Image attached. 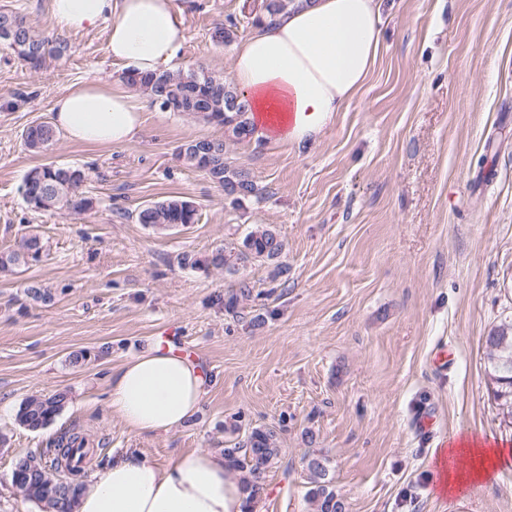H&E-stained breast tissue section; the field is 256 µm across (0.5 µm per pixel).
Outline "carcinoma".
Wrapping results in <instances>:
<instances>
[{"label":"carcinoma","instance_id":"cac0c4a2","mask_svg":"<svg viewBox=\"0 0 512 512\" xmlns=\"http://www.w3.org/2000/svg\"><path fill=\"white\" fill-rule=\"evenodd\" d=\"M294 5V0H267L263 13L252 19L255 26L265 16H276ZM11 17L18 23V39L6 49L31 68L43 67L47 58L59 56L66 49L62 42H53L37 33L26 18L13 12ZM238 29L236 22L215 26L212 39L231 43ZM122 79L142 92L150 103L165 109V103L174 99L186 100V92L193 93V108L184 113L198 116L209 123L224 126L228 138L242 140L252 134L247 121V104L241 94L224 78L196 73L194 71L173 73L162 70L140 75L129 69ZM57 140V131L49 122L27 127L23 134L24 145L33 152L47 150ZM226 142L222 139H194L183 144L179 157L183 164L194 170L206 169L205 175L224 195L235 202L248 197H261L259 189L245 170L229 167L224 162ZM86 179L85 173L65 165L47 164L29 171L23 180L22 192L25 202L34 210L49 211L62 207L76 212H85L94 207L93 199L80 192ZM135 219L159 230L177 225L197 222V208L193 202L173 197L153 202L138 208ZM247 253L258 258L272 259L280 255L283 244L270 229L250 233L243 241ZM43 244L36 233L22 238L20 249L0 252V272H13L16 268L40 258ZM232 251L217 249L203 263L215 268L232 267L228 259ZM30 299L47 303L54 300L51 289L31 284L25 289ZM487 359L491 367V380L496 384L494 396L499 401L502 415L512 419V323L500 326L486 337ZM66 394L32 396L22 402L16 413L18 424L37 432L46 428L62 410ZM90 447L86 436L80 432L67 431L50 442L44 451L28 452L18 457L13 465L11 482L25 499L44 505L51 512H75L74 507L83 487L84 470L74 465L82 450ZM280 438L274 428L254 427L245 439L223 449L224 458L232 468L244 474L243 488L255 497L262 489L267 470L280 456ZM307 468L313 476L308 491L309 500L316 512H346V507L333 488L327 461L312 456L307 459Z\"/></svg>","mask_w":512,"mask_h":512}]
</instances>
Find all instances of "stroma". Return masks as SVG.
<instances>
[{
    "mask_svg": "<svg viewBox=\"0 0 512 512\" xmlns=\"http://www.w3.org/2000/svg\"><path fill=\"white\" fill-rule=\"evenodd\" d=\"M176 3L187 30L176 70L232 79L235 47L211 32L234 18L245 38L263 0ZM3 9L67 48L37 71L0 50V251L30 232L44 243L39 261L0 274V512H45L11 473L61 432L94 441V477L128 448L161 465L221 451L237 440L232 422L280 431L261 512H314L309 455L327 459L347 512H512V421L485 345L512 318V0H383L376 64L316 142L230 144L227 162L262 192L238 204L177 156L223 127L180 112L145 106L125 145L62 136L41 153L25 148L24 130L51 121L60 93L118 80L124 66L104 27L60 34L50 0ZM46 163L82 169L93 209H30L23 178ZM172 196L194 202L197 223L135 221L140 206ZM259 227L282 240L276 260L203 266L216 249L242 251ZM244 282L253 293L236 312L217 304ZM32 283L54 302L28 298ZM155 342L202 363L214 384L185 426L137 436L113 416L109 382ZM58 391L67 400L48 427L18 425L21 402ZM467 433L506 458L495 479L442 494L437 458Z\"/></svg>",
    "mask_w": 512,
    "mask_h": 512,
    "instance_id": "obj_1",
    "label": "stroma"
}]
</instances>
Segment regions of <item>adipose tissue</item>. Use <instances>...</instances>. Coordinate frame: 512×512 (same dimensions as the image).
<instances>
[{"label": "adipose tissue", "instance_id": "1", "mask_svg": "<svg viewBox=\"0 0 512 512\" xmlns=\"http://www.w3.org/2000/svg\"><path fill=\"white\" fill-rule=\"evenodd\" d=\"M58 30L105 26L114 60L141 73L175 62L186 41L176 0H50ZM381 0H296L236 46L233 79L248 103L254 137L317 139L362 88L378 56ZM54 125L86 145H125L143 105L124 82L94 81L54 102ZM209 377L196 362L152 345L112 373L113 416L139 435L184 426L201 409ZM503 452L461 439L448 450L442 490L488 480ZM252 500L222 455L194 449L158 465L135 448L113 455L82 491L75 512H252Z\"/></svg>", "mask_w": 512, "mask_h": 512}]
</instances>
